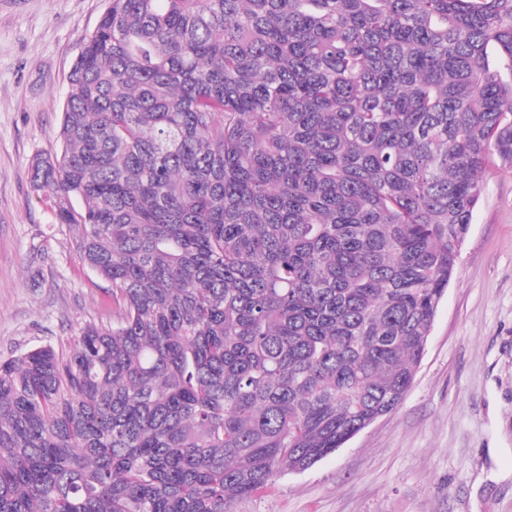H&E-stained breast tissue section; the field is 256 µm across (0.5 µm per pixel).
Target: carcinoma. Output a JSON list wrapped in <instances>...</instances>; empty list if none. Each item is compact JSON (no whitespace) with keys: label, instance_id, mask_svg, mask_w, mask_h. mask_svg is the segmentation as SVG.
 <instances>
[{"label":"carcinoma","instance_id":"1","mask_svg":"<svg viewBox=\"0 0 512 512\" xmlns=\"http://www.w3.org/2000/svg\"><path fill=\"white\" fill-rule=\"evenodd\" d=\"M83 43L32 181L112 325L0 362V512H232L404 401L512 163V0H110Z\"/></svg>","mask_w":512,"mask_h":512}]
</instances>
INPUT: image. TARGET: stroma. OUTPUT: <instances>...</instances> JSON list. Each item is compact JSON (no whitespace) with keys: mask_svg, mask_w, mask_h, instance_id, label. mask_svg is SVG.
Returning a JSON list of instances; mask_svg holds the SVG:
<instances>
[{"mask_svg":"<svg viewBox=\"0 0 512 512\" xmlns=\"http://www.w3.org/2000/svg\"><path fill=\"white\" fill-rule=\"evenodd\" d=\"M110 0H0V362L112 320L36 155L61 152L69 75ZM236 512H512V164L494 159L400 407Z\"/></svg>","mask_w":512,"mask_h":512,"instance_id":"1","label":"stroma"}]
</instances>
